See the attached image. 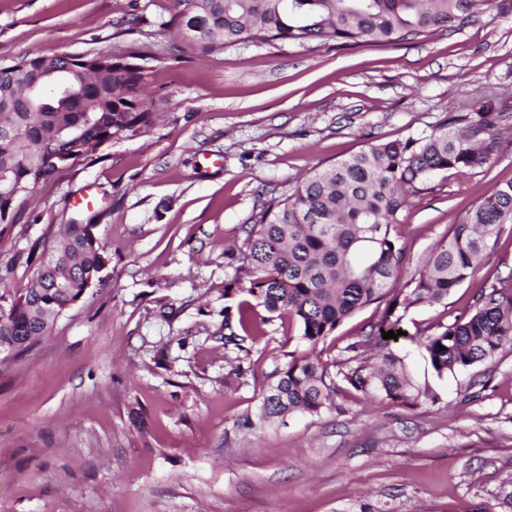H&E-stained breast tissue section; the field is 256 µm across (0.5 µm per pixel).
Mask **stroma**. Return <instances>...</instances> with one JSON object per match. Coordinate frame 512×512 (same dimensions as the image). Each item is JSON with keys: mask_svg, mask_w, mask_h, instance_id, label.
Segmentation results:
<instances>
[{"mask_svg": "<svg viewBox=\"0 0 512 512\" xmlns=\"http://www.w3.org/2000/svg\"><path fill=\"white\" fill-rule=\"evenodd\" d=\"M172 0H0V63L151 46L145 95L159 120L41 181L0 240L24 293L31 245L92 223L100 282L49 335L0 362V512H512V348L438 376L423 342L512 276V224L447 304L402 314L391 344L426 396L417 406L337 389L336 407L279 428L236 422L300 348L284 317L235 377L214 330L224 279L263 202L369 146L431 133L478 101L512 113V12L459 31L358 47L241 42L185 49ZM487 163L435 174L398 224L402 281L497 185L512 130ZM96 203L79 208L76 197ZM368 306L317 350L342 359L375 322Z\"/></svg>", "mask_w": 512, "mask_h": 512, "instance_id": "35a3bbf8", "label": "stroma"}]
</instances>
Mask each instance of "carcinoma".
I'll list each match as a JSON object with an SVG mask.
<instances>
[{
  "instance_id": "obj_1",
  "label": "carcinoma",
  "mask_w": 512,
  "mask_h": 512,
  "mask_svg": "<svg viewBox=\"0 0 512 512\" xmlns=\"http://www.w3.org/2000/svg\"><path fill=\"white\" fill-rule=\"evenodd\" d=\"M170 20L188 47L202 53L241 41L384 45L460 30L476 21L482 5L512 10V0H173ZM154 58L142 46L125 55L94 53L82 60L67 55L21 58L0 64V238L17 222L18 208L40 181L61 174L112 141L149 128L156 113L142 97L149 78L142 62ZM63 70L74 92L83 84L94 96L66 103L31 97L37 65ZM503 113L486 102L453 116L430 134L376 144L332 165L313 170L293 192L263 207L245 229L233 274L224 279V355L238 375L252 348V323L230 301L247 293L267 312V323L284 315L295 320L309 346L291 351L283 366L267 376L257 407L239 425L249 429L284 425L296 415L318 416L336 407V388L413 405L422 392L412 383L401 357L382 332L397 330L400 310L441 305L484 260L502 225L512 224V181L497 186L437 244L408 290L399 280L404 249L396 227L411 194L431 175L474 167L490 159L491 130ZM94 224H68L30 248L37 261L34 281L18 295L0 276V343L48 335L54 319L82 299L106 265V245ZM381 307L366 340L344 347L347 357L327 364L316 346L364 307ZM241 329L244 335L236 333ZM423 346L434 371L455 375L512 347V284L491 285L475 309L456 315ZM337 368L330 375L329 367Z\"/></svg>"
}]
</instances>
